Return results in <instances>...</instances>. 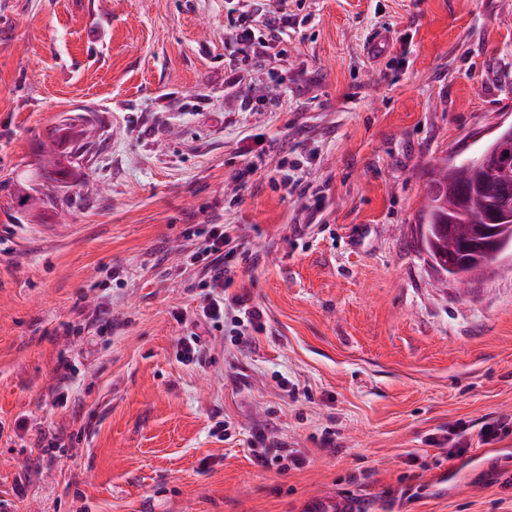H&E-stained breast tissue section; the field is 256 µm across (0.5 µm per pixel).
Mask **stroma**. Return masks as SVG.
I'll use <instances>...</instances> for the list:
<instances>
[{"label":"stroma","instance_id":"1","mask_svg":"<svg viewBox=\"0 0 512 512\" xmlns=\"http://www.w3.org/2000/svg\"><path fill=\"white\" fill-rule=\"evenodd\" d=\"M251 10L0 0V500L296 512L335 490L512 512V274L458 293L417 234L431 166L512 121V0H289L285 55L241 67L224 25ZM77 113L91 142L60 174L43 144ZM308 154L316 216L278 174ZM219 223L254 254L226 294L263 328L245 346L210 330L186 362L177 316L205 291L183 232ZM96 309L110 328L71 332ZM456 424L471 481L436 495ZM257 441L282 464L258 466Z\"/></svg>","mask_w":512,"mask_h":512}]
</instances>
